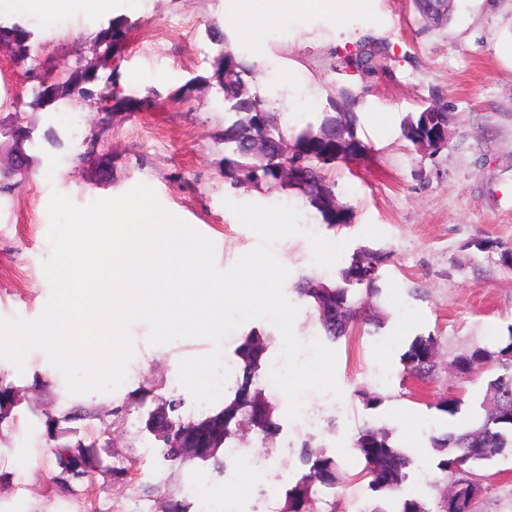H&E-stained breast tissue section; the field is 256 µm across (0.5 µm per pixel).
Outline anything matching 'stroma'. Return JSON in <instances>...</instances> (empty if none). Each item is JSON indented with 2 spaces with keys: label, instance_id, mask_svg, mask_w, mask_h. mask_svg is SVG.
<instances>
[{
  "label": "stroma",
  "instance_id": "stroma-1",
  "mask_svg": "<svg viewBox=\"0 0 512 512\" xmlns=\"http://www.w3.org/2000/svg\"><path fill=\"white\" fill-rule=\"evenodd\" d=\"M453 5L448 25L430 27L412 0H361L343 26L309 11L268 28L257 44L243 39L232 20L239 0H112L110 14L74 9L50 27L28 18L41 71L57 74L87 54L109 16L127 17L132 31L120 59L124 93L142 99L156 91L160 99L148 109L64 106L50 112L35 105L33 81L0 54V119L17 118L35 140L27 178L0 192V319L35 320L49 299L43 262L52 253V192L85 205L144 183L167 211L213 241L221 269L259 243L228 201L298 208L304 234L275 241L272 252L288 267L283 291L299 309L294 330L301 339L322 329L299 285L336 280L357 247L384 250L389 258L377 301L387 323L380 330L356 327L332 343L341 396L307 392L294 420L271 379L269 362L282 349L278 328L255 319L228 335L223 359L233 365L247 332L267 333V365L255 386L272 403L280 431L272 441L252 428L236 432L226 442L231 452L222 470L164 461L161 442L146 427L150 411L172 401L185 420L223 408L235 378H228L223 399L212 405L196 404L178 380L180 360L209 353L210 340L153 346L148 326L134 323L126 380L103 393H69L63 374L39 349L20 368L0 359V385L19 395L0 423V512H167L176 500L187 512H281L301 472L299 451L305 446L326 451L340 465L342 483L321 494L319 512H397L398 500L379 498L357 477L364 463L352 451V439L366 425L385 429L412 458L403 497L421 499L436 512L450 481L434 464L429 438L450 421L431 404L456 389L463 399L460 418L473 420L494 370L460 378L451 363L472 347L496 348L512 331V269L501 265L496 251L471 245L488 238L512 246V0ZM215 26L224 29L227 42L212 36ZM370 38L383 47L375 73L346 68L345 59ZM227 45L256 65V89L271 101L282 127L317 122L341 88L352 91L358 136L370 152L330 173L337 198L352 209L350 227H328L292 193L225 186L224 112L211 76ZM437 100L449 105L454 119L447 147L430 155L403 139L400 123ZM378 112L391 113L389 130L377 127ZM49 131L56 143L44 140ZM312 233L345 241L337 267L313 264ZM405 313L412 317L406 325ZM428 333L439 340L438 373L419 381L404 374L400 357L415 336ZM365 392L380 395V405L366 408ZM408 413L426 422L414 438L407 434ZM58 440L78 456L82 479L59 480L53 449ZM243 456L261 477L228 508L224 487L238 474ZM487 473L476 512H512V455L496 457Z\"/></svg>",
  "mask_w": 512,
  "mask_h": 512
}]
</instances>
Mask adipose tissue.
<instances>
[{
    "label": "adipose tissue",
    "instance_id": "adipose-tissue-1",
    "mask_svg": "<svg viewBox=\"0 0 512 512\" xmlns=\"http://www.w3.org/2000/svg\"><path fill=\"white\" fill-rule=\"evenodd\" d=\"M15 8L24 14L37 17L42 23L54 24L59 12L80 5L102 14L112 9V0H13ZM359 0H247L240 15L241 31L251 38H259L271 25L287 17L308 10L343 20L356 8Z\"/></svg>",
    "mask_w": 512,
    "mask_h": 512
}]
</instances>
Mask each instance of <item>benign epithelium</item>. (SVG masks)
Returning <instances> with one entry per match:
<instances>
[{"label": "benign epithelium", "mask_w": 512, "mask_h": 512, "mask_svg": "<svg viewBox=\"0 0 512 512\" xmlns=\"http://www.w3.org/2000/svg\"><path fill=\"white\" fill-rule=\"evenodd\" d=\"M150 431L175 449V455L184 461H195L209 454L213 441L224 439V418H207L182 431H175L164 411H154L149 418Z\"/></svg>", "instance_id": "1"}]
</instances>
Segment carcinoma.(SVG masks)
<instances>
[{
  "label": "carcinoma",
  "mask_w": 512,
  "mask_h": 512,
  "mask_svg": "<svg viewBox=\"0 0 512 512\" xmlns=\"http://www.w3.org/2000/svg\"><path fill=\"white\" fill-rule=\"evenodd\" d=\"M419 16L433 14L434 24L448 22L451 5L446 0H413ZM132 25L125 17H114L94 38L91 57H79L75 64L54 79L44 74L38 77L35 101L48 107L60 100L89 102L98 112H110L121 105L149 108L151 99L131 100L121 97L120 51L125 45ZM0 43L7 49L15 65L30 75L36 68L28 65L35 60L33 32L20 22H0ZM376 49L365 44L355 56L345 61L346 66L371 74L376 70ZM256 68L242 61L228 45L213 73L223 95L224 110L230 115L224 125V179L235 189L266 188L294 191L303 196L317 210L330 227L346 226L351 208L336 202V184L328 177L330 168L338 162H349L364 157L369 147L358 137V116L353 110L354 96L346 89L339 91V99H329L330 110L322 113L318 125L308 124L290 132L280 128L267 104L251 90ZM435 112L421 111L407 115L401 125L403 138L412 144L435 146L442 138V128L451 123L453 113L448 107L435 103ZM304 161L306 187L283 180L282 170L296 160ZM483 251L495 249L499 261L512 268V247L486 238L473 240ZM388 259L387 253L360 247L350 264L338 273L340 282L325 283L323 288L297 289L315 310L323 336L336 342L348 336L357 325H381L378 306L370 299L379 294L377 282ZM438 338L433 334L414 337L401 355L404 373L424 381L437 375L434 361ZM267 349L266 337L253 332L244 336L235 350L242 372L232 397L224 400V407L214 413L224 417L230 435L237 432V422L249 415L248 388L253 386L261 369L262 358L256 346ZM495 364L499 372L487 381L479 408L484 413L468 426H453L439 436L430 437L438 461L436 468L452 480V491L443 499L439 512H474L487 475L483 465L496 456L512 454V325L508 327L505 342L495 350L474 347L454 359V368L460 377L471 375L475 369ZM459 396L441 397L431 407L449 418L461 410ZM274 413L252 416L257 429L272 440L279 432L273 420ZM56 462L61 474L80 479L84 472L69 455L70 445H55ZM354 448L364 461L361 478L368 487L383 495L398 493L408 479L409 457L392 445L386 431L363 427L353 437ZM303 470L295 485L286 493L283 512H315L317 493L334 489L339 484L340 470L336 459L326 453H313L308 447L299 451Z\"/></svg>",
  "instance_id": "1"
}]
</instances>
